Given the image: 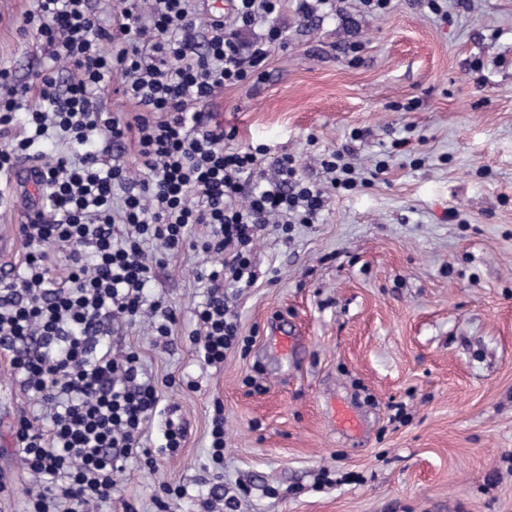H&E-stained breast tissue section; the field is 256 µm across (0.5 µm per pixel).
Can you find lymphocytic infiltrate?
Listing matches in <instances>:
<instances>
[{
  "mask_svg": "<svg viewBox=\"0 0 512 512\" xmlns=\"http://www.w3.org/2000/svg\"><path fill=\"white\" fill-rule=\"evenodd\" d=\"M122 0L115 26L106 29L89 0H37L26 18L50 63L68 64L74 77L58 90L52 76L36 85L11 84L0 69V179L48 134L66 138L70 155L40 157L33 168L39 196L56 214L19 225L28 251L20 273L0 274V346L42 414L21 417L16 445L32 478L26 512H79L112 498V475L130 459L155 465L178 453L183 422L166 417L163 442L151 450L141 439L160 412L161 396L145 378L138 355L114 357L100 335L104 317L156 318L157 335L176 322L172 307L148 300L154 266L143 246L170 253L189 248L214 256L201 273L207 294L196 310L194 342L204 363H223L242 342L224 302L228 286L257 279L252 247L258 231L279 225L290 234L310 224L323 194L303 182L291 157L279 161L280 180L243 194L241 173L265 159L263 144L225 147L230 134L203 112L219 89L252 79L282 44L272 25L283 0H229L225 16L201 12L196 0ZM267 22L263 43L244 52L242 32ZM207 32L204 53L193 50L196 27ZM140 106L133 121L103 111L96 96L107 84ZM23 135H16V128ZM135 140L140 180L125 169L103 168L93 138ZM208 227L206 238L190 235Z\"/></svg>",
  "mask_w": 512,
  "mask_h": 512,
  "instance_id": "obj_1",
  "label": "lymphocytic infiltrate"
}]
</instances>
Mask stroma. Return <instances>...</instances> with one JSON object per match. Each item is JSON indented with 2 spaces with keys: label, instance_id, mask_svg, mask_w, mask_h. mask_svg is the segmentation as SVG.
<instances>
[{
  "label": "stroma",
  "instance_id": "stroma-1",
  "mask_svg": "<svg viewBox=\"0 0 512 512\" xmlns=\"http://www.w3.org/2000/svg\"><path fill=\"white\" fill-rule=\"evenodd\" d=\"M285 0L287 42L260 82L205 105L235 129L231 148L268 153L244 190L278 179L294 156L325 206L290 237L267 228L257 281L226 289L247 350L205 364L191 333L207 255L182 250L155 269L149 299L175 309L168 337L149 321H105L113 353H139L162 404L187 428L156 468L131 461L110 501L82 512H155L163 485L187 486L172 512H197L214 482L207 446L224 406L225 495L239 512H512V0H390L385 12L342 0L307 12ZM34 0H0V68L37 82L46 51L26 29ZM359 45L350 56V45ZM412 111H405V104ZM408 151L391 154L394 140ZM348 149L380 178L334 189L320 160ZM12 174L0 198V268L22 269L17 234L31 208ZM294 345L275 349L273 337ZM348 407L355 431L332 422ZM41 408L0 358V512H23L31 479L14 441Z\"/></svg>",
  "mask_w": 512,
  "mask_h": 512
}]
</instances>
